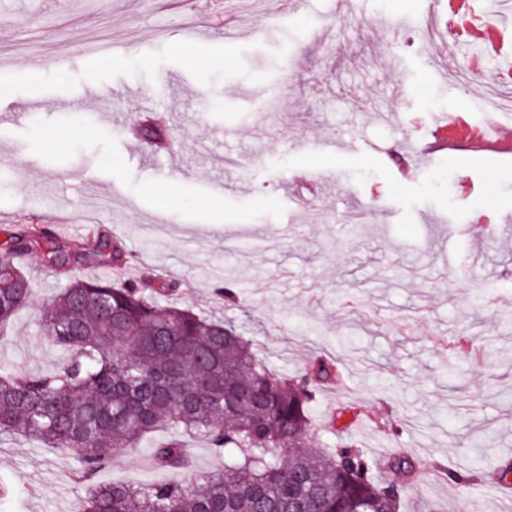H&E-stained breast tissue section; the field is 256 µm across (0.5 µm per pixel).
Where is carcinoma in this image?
Here are the masks:
<instances>
[{"label":"carcinoma","mask_w":512,"mask_h":512,"mask_svg":"<svg viewBox=\"0 0 512 512\" xmlns=\"http://www.w3.org/2000/svg\"><path fill=\"white\" fill-rule=\"evenodd\" d=\"M31 245L17 237L0 253V326L29 300L15 259ZM80 256L54 242L44 254L59 271ZM96 257L113 278L73 279L44 309L46 335L65 360L50 370L0 368V441L33 439L72 456L87 486L76 512H401L403 491L382 476L381 461L309 443L312 405L337 377L332 365L290 380L223 318L160 307L175 283L125 282L117 252ZM190 438L224 455V471L195 475ZM150 439L154 465L177 479L96 482L117 453Z\"/></svg>","instance_id":"carcinoma-1"}]
</instances>
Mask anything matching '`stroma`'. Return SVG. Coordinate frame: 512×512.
I'll return each instance as SVG.
<instances>
[{
    "instance_id": "35a3bbf8",
    "label": "stroma",
    "mask_w": 512,
    "mask_h": 512,
    "mask_svg": "<svg viewBox=\"0 0 512 512\" xmlns=\"http://www.w3.org/2000/svg\"><path fill=\"white\" fill-rule=\"evenodd\" d=\"M269 10L0 0V252L39 235L85 254L65 276L43 247L21 256L33 293L0 330V366L58 363L44 305L71 279L110 278L95 254L117 245L126 281H177L174 303L222 314L270 369L337 361L311 440L411 460L413 475L384 472L405 485V512H512L495 486L512 466V240L483 234L486 220L512 222V154L462 146L400 177L407 142L436 117L483 125V91L462 96L447 69L512 76V0L484 33L458 0H419L420 24L405 27L407 0H303L280 26ZM218 22L237 38L183 41ZM452 24L456 45L424 57L429 31ZM148 90L172 142L157 156L131 131ZM339 138L355 149L331 148ZM359 205L373 222L339 227ZM227 288L235 302L218 299ZM76 470L66 453L0 441V512H75ZM170 478L145 447L98 474Z\"/></svg>"
}]
</instances>
